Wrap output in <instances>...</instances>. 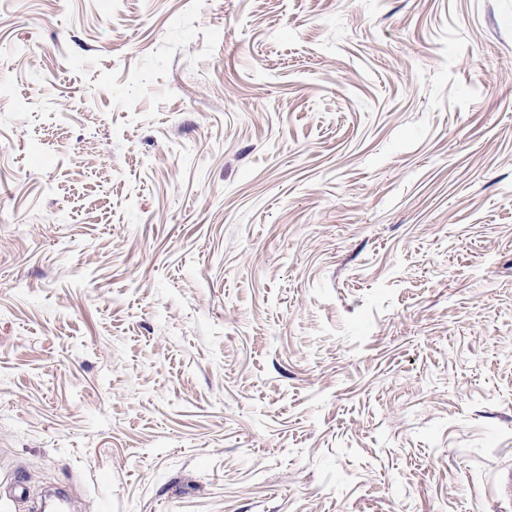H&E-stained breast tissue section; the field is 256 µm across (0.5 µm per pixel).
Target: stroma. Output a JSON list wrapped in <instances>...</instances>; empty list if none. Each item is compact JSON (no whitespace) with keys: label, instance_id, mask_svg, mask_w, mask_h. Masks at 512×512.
Instances as JSON below:
<instances>
[{"label":"stroma","instance_id":"obj_1","mask_svg":"<svg viewBox=\"0 0 512 512\" xmlns=\"http://www.w3.org/2000/svg\"><path fill=\"white\" fill-rule=\"evenodd\" d=\"M509 470L512 0H0V512Z\"/></svg>","mask_w":512,"mask_h":512}]
</instances>
